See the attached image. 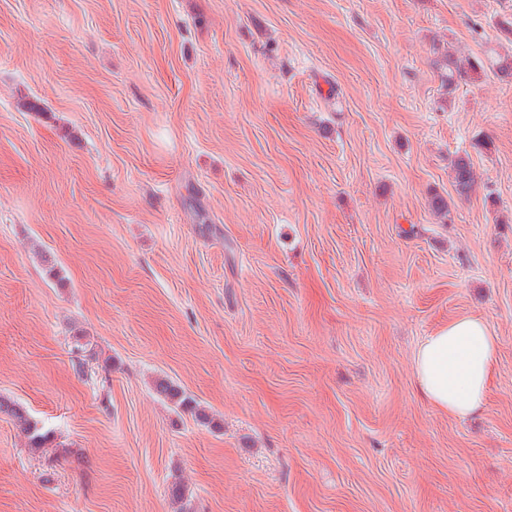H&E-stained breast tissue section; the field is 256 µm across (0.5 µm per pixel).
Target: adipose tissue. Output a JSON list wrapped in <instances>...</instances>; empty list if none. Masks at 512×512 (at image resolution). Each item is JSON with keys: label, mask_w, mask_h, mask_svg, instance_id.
Masks as SVG:
<instances>
[{"label": "adipose tissue", "mask_w": 512, "mask_h": 512, "mask_svg": "<svg viewBox=\"0 0 512 512\" xmlns=\"http://www.w3.org/2000/svg\"><path fill=\"white\" fill-rule=\"evenodd\" d=\"M498 343L487 322L461 316L426 336L412 358L419 391L438 411L457 419L479 414L493 380Z\"/></svg>", "instance_id": "1"}]
</instances>
